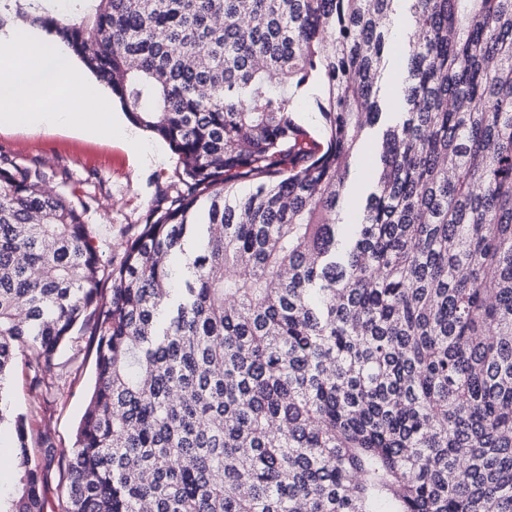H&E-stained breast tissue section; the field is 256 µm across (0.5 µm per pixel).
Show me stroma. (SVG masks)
<instances>
[{
    "label": "stroma",
    "instance_id": "1",
    "mask_svg": "<svg viewBox=\"0 0 512 512\" xmlns=\"http://www.w3.org/2000/svg\"><path fill=\"white\" fill-rule=\"evenodd\" d=\"M129 121L114 123L102 140L72 129L0 127V159L40 169L44 187L71 195L87 207L84 219L105 264H118L125 242L149 211L169 204L179 187L177 157L146 130L130 136ZM55 387L36 386L24 356L12 366L10 394L26 415L28 446L40 469L45 512H60L65 497V465L75 446L76 427L95 380V350L88 344L66 348Z\"/></svg>",
    "mask_w": 512,
    "mask_h": 512
}]
</instances>
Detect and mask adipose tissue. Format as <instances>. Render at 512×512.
Returning a JSON list of instances; mask_svg holds the SVG:
<instances>
[{
	"label": "adipose tissue",
	"mask_w": 512,
	"mask_h": 512,
	"mask_svg": "<svg viewBox=\"0 0 512 512\" xmlns=\"http://www.w3.org/2000/svg\"><path fill=\"white\" fill-rule=\"evenodd\" d=\"M11 46L0 54V123L28 125L42 122L52 128H69L93 137H108V120L87 124L88 116L98 108L95 90L73 93L67 82L75 68L71 59L56 61L46 53V42L32 32L14 33ZM64 96L65 107L48 109V96Z\"/></svg>",
	"instance_id": "ef3b65f1"
}]
</instances>
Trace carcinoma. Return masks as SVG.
<instances>
[{
    "instance_id": "cac0c4a2",
    "label": "carcinoma",
    "mask_w": 512,
    "mask_h": 512,
    "mask_svg": "<svg viewBox=\"0 0 512 512\" xmlns=\"http://www.w3.org/2000/svg\"><path fill=\"white\" fill-rule=\"evenodd\" d=\"M21 25L170 146L182 190L108 270L84 211L0 164V512H44L13 361L51 388L80 332L64 512H512V0H0ZM296 112L295 116L298 123L316 138L319 134L320 117L313 107L310 95L303 92L295 98ZM370 160V153L364 151L356 160L352 163L351 177H352V198H357L367 188L366 171L368 169ZM13 439L2 433L0 438V489L2 493L10 491L16 481L15 470L11 464Z\"/></svg>"
}]
</instances>
